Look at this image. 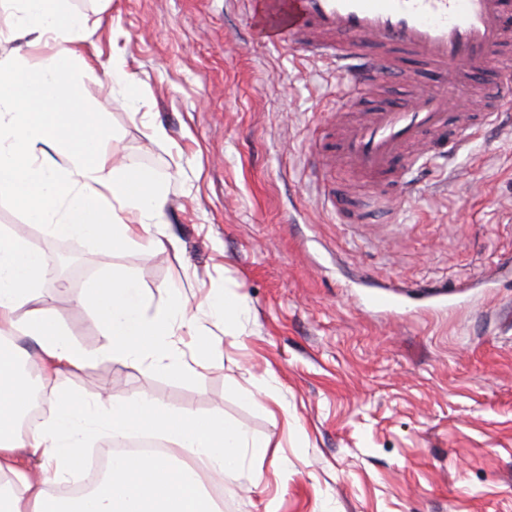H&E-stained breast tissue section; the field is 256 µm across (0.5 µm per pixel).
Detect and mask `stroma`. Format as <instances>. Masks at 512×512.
Wrapping results in <instances>:
<instances>
[{
	"label": "stroma",
	"instance_id": "stroma-1",
	"mask_svg": "<svg viewBox=\"0 0 512 512\" xmlns=\"http://www.w3.org/2000/svg\"><path fill=\"white\" fill-rule=\"evenodd\" d=\"M72 8L94 67L64 79L102 113L105 146L156 177L179 249L107 258L50 238L5 194L0 228L71 256L66 288L40 293L88 350L102 328L77 298L115 270L155 303L226 293L245 309L228 325L200 317L224 356L204 375L101 359L63 385L90 401L146 392L272 437L275 454L225 477L223 512H512V121L451 163L410 167L420 191L393 212L345 224L322 187L347 176L315 178L308 161L336 123V72L253 37L237 0ZM116 57L133 91L113 82Z\"/></svg>",
	"mask_w": 512,
	"mask_h": 512
}]
</instances>
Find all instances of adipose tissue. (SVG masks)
I'll return each instance as SVG.
<instances>
[{"instance_id":"ef3b65f1","label":"adipose tissue","mask_w":512,"mask_h":512,"mask_svg":"<svg viewBox=\"0 0 512 512\" xmlns=\"http://www.w3.org/2000/svg\"><path fill=\"white\" fill-rule=\"evenodd\" d=\"M15 13L16 39L26 53L0 70V193L28 211L57 239L96 245L103 255L144 242L165 252L178 247L166 234L165 199L154 175L118 163L102 144L100 113L66 85L63 73L87 39L70 0H0ZM49 273L46 255L25 239L0 232V512H219L205 479L223 480L240 466L243 450L265 457L271 440L208 416L160 404L148 393L93 401L59 386L64 373L99 359L148 367L162 374H199L213 365L215 349L200 335L196 314L177 295L149 311L147 297L124 273L90 282L80 302L93 309L103 341L81 348L41 299ZM196 349L184 359L181 335ZM13 336L33 340L39 381L54 383V411L28 432L16 427L31 387L16 368ZM112 444L157 434L168 441L158 455H122L111 475L74 500L51 489L83 465L89 437ZM37 460L29 469L28 460Z\"/></svg>"}]
</instances>
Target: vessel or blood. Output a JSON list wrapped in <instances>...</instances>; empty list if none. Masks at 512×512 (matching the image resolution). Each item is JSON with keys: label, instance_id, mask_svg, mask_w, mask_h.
Returning a JSON list of instances; mask_svg holds the SVG:
<instances>
[{"label": "vessel or blood", "instance_id": "obj_1", "mask_svg": "<svg viewBox=\"0 0 512 512\" xmlns=\"http://www.w3.org/2000/svg\"><path fill=\"white\" fill-rule=\"evenodd\" d=\"M254 28L269 41L300 45L305 54L332 60L347 79L337 111L357 106L375 89L383 69L403 56L443 74L455 106L422 85L401 105L362 113L335 147L318 137L311 148L320 168L339 164L366 183L385 187L393 202L410 199L415 187L402 172L409 149L452 154L474 137L503 101L482 100L469 67L499 55L512 43V0H247ZM328 199L348 224L367 219L347 191Z\"/></svg>", "mask_w": 512, "mask_h": 512}]
</instances>
